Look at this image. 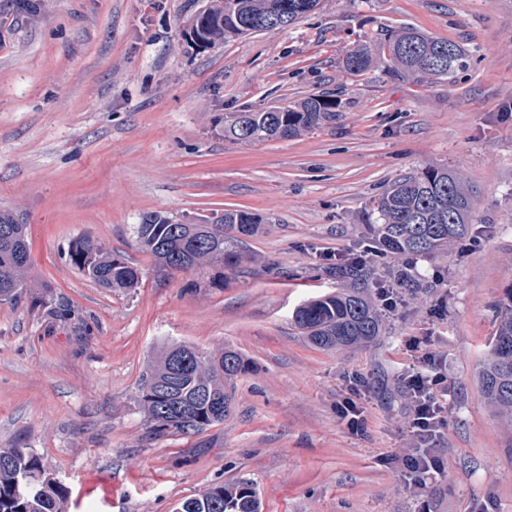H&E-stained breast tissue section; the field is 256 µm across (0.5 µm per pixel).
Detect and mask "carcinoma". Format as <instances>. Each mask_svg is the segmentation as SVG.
Returning a JSON list of instances; mask_svg holds the SVG:
<instances>
[{"label": "carcinoma", "instance_id": "1", "mask_svg": "<svg viewBox=\"0 0 512 512\" xmlns=\"http://www.w3.org/2000/svg\"><path fill=\"white\" fill-rule=\"evenodd\" d=\"M319 0H211L196 15L189 36L207 48L238 36L284 29L313 11ZM393 69L408 76L443 79L466 67L461 46L415 27H404L385 37ZM373 62L370 47L345 52L344 69L351 74ZM331 95L304 98L266 111L239 112L224 125V136L242 142L292 138L301 132L336 122L341 113ZM378 223L371 225L368 250L395 260L431 257L448 244L469 237L475 191L456 171L426 168L389 186L375 200ZM261 220L247 211L227 210L213 224H176L166 216L149 214L137 225L141 248L163 267L185 271L203 261L227 267L240 263V254L224 238L229 225L244 236L255 234ZM70 261L104 288H134L138 269L112 255L102 244L76 239ZM29 264L26 225L0 213V302L18 303L31 281L23 276ZM347 287L300 304L292 314L294 327L318 349L354 350L381 333L382 315L365 292L369 271L364 267L336 269ZM500 316L489 341V352L479 373L482 394L505 418L512 419V287L499 302ZM195 360L179 372L176 358ZM243 371L241 355L226 349L209 357L191 345H172L157 358L141 388L140 405L157 434L169 431L199 433L224 422L231 413L226 383ZM68 489L46 473L41 460L25 448H0V512H63ZM223 503V510L212 507ZM177 512H262V501L252 484L238 481L211 487L183 501Z\"/></svg>", "mask_w": 512, "mask_h": 512}]
</instances>
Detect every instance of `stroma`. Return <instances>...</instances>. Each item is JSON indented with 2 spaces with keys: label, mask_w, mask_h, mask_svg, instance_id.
<instances>
[{
  "label": "stroma",
  "mask_w": 512,
  "mask_h": 512,
  "mask_svg": "<svg viewBox=\"0 0 512 512\" xmlns=\"http://www.w3.org/2000/svg\"><path fill=\"white\" fill-rule=\"evenodd\" d=\"M0 0V213L28 227L33 287L0 303V448L38 456L69 490L66 512H175L251 481L263 512H512V428L477 372L512 286V0H320L284 29L205 50L185 32L210 0ZM451 39L470 65L452 80L390 72L386 33ZM369 43L375 63L342 66ZM334 93L336 123L252 144L224 137L236 113ZM477 192L472 245L415 261L403 305L355 351L310 345L303 301L342 288L336 254L362 252L375 198L429 167ZM258 214L234 268L174 272L137 242L150 213L187 224ZM104 244L140 272L103 288L72 265V241ZM50 291L71 308L52 318ZM430 339L448 385L443 472L423 490L411 449L407 342ZM246 365L233 409L195 435H156L139 402L167 346ZM359 393L355 433L337 395Z\"/></svg>",
  "instance_id": "stroma-1"
}]
</instances>
